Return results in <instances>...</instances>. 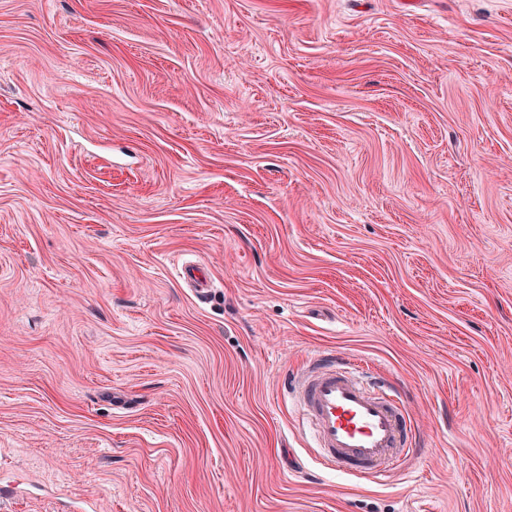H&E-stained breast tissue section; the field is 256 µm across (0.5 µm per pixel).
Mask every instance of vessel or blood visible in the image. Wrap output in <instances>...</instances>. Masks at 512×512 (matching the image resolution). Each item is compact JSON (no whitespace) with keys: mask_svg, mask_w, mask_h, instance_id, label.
Wrapping results in <instances>:
<instances>
[{"mask_svg":"<svg viewBox=\"0 0 512 512\" xmlns=\"http://www.w3.org/2000/svg\"><path fill=\"white\" fill-rule=\"evenodd\" d=\"M297 401L324 466L376 474L405 451L409 415L391 396L368 388L343 358L320 355L301 383Z\"/></svg>","mask_w":512,"mask_h":512,"instance_id":"obj_1","label":"vessel or blood"}]
</instances>
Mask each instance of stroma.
I'll return each instance as SVG.
<instances>
[{"mask_svg": "<svg viewBox=\"0 0 512 512\" xmlns=\"http://www.w3.org/2000/svg\"><path fill=\"white\" fill-rule=\"evenodd\" d=\"M323 352L413 420L385 481L299 425ZM0 489L512 512V0H0Z\"/></svg>", "mask_w": 512, "mask_h": 512, "instance_id": "35a3bbf8", "label": "stroma"}]
</instances>
